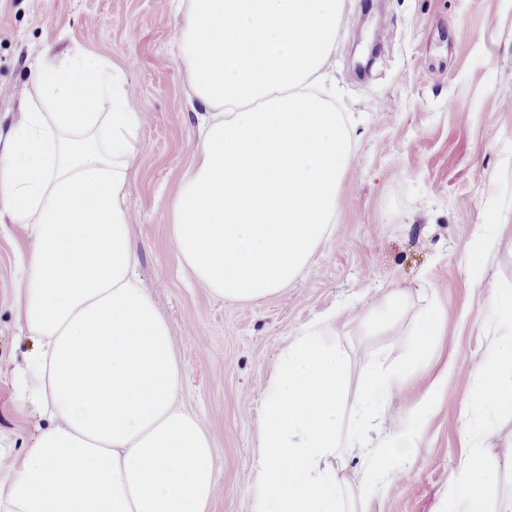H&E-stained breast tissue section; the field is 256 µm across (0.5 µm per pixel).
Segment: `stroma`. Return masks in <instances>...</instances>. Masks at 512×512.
Instances as JSON below:
<instances>
[{"label":"stroma","instance_id":"stroma-1","mask_svg":"<svg viewBox=\"0 0 512 512\" xmlns=\"http://www.w3.org/2000/svg\"><path fill=\"white\" fill-rule=\"evenodd\" d=\"M172 0H0V131H7L38 55L76 50L112 59L145 117L129 208L139 277L172 327L187 368L179 400L214 439L218 493L210 512H253L256 418L287 337L336 315L352 360L402 358L410 317L445 312L436 354L451 359L445 399L415 462L364 512H448L466 446L459 404L472 386L493 289H512V0H346L330 69L335 107L352 118L353 157L335 231L284 292L251 303L214 297L176 263L170 192L191 163L198 113L177 57ZM391 36L375 42L378 29ZM497 227L474 268L471 242ZM26 237L0 227V449L21 462L38 419L19 404L13 372L29 349L14 309ZM397 288L408 321L384 336L351 323L354 308Z\"/></svg>","mask_w":512,"mask_h":512}]
</instances>
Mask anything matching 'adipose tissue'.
<instances>
[{"label":"adipose tissue","instance_id":"adipose-tissue-1","mask_svg":"<svg viewBox=\"0 0 512 512\" xmlns=\"http://www.w3.org/2000/svg\"><path fill=\"white\" fill-rule=\"evenodd\" d=\"M345 0H175L178 60L207 117L172 195L174 256L213 295L248 302L305 272L334 229L352 159L342 113L325 99L324 65ZM33 95L0 141V224L28 244L14 307L34 348L16 370L20 400L43 420L18 468L0 480L6 512H209L217 461L202 420L177 396L184 367L168 320L136 276L128 192L144 120L123 71L75 52L35 65ZM472 390L459 406L468 447L449 490L455 512L493 505L501 469L482 437L512 417V289L491 299ZM407 297L393 289L358 315L385 332ZM439 307L414 321L400 362L352 367L335 320L289 337L265 383L255 512H357L422 447L447 371L432 339ZM431 383L378 444L363 431L414 379ZM364 448L359 480L339 460Z\"/></svg>","mask_w":512,"mask_h":512}]
</instances>
